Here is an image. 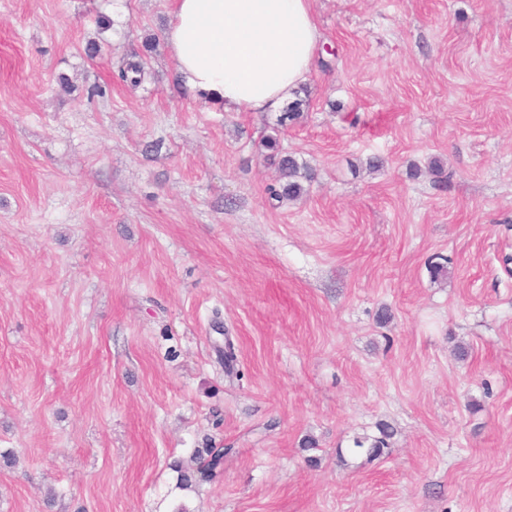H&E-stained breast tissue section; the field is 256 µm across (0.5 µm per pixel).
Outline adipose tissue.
<instances>
[{
    "label": "adipose tissue",
    "instance_id": "obj_1",
    "mask_svg": "<svg viewBox=\"0 0 512 512\" xmlns=\"http://www.w3.org/2000/svg\"><path fill=\"white\" fill-rule=\"evenodd\" d=\"M310 0H173L165 43L183 84L232 112H275L317 57Z\"/></svg>",
    "mask_w": 512,
    "mask_h": 512
}]
</instances>
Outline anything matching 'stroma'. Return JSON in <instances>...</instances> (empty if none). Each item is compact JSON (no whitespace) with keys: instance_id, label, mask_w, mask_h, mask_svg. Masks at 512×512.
Returning a JSON list of instances; mask_svg holds the SVG:
<instances>
[{"instance_id":"35a3bbf8","label":"stroma","mask_w":512,"mask_h":512,"mask_svg":"<svg viewBox=\"0 0 512 512\" xmlns=\"http://www.w3.org/2000/svg\"><path fill=\"white\" fill-rule=\"evenodd\" d=\"M311 9L281 127L183 85L170 0H0V512H512V0ZM146 65L147 62L142 55L132 53L118 63L115 71L116 78L133 88L139 87L148 75ZM262 145L269 151L268 158L273 160L280 177L279 188L271 192V199L277 202L284 200L295 201L300 199L307 191L304 183L310 182L312 173L306 162L296 157L283 154L279 149L278 137L267 135ZM209 459H205V456ZM196 459H199V464L196 470H188L186 473L181 474V481L188 484L193 479L199 481H209L212 479L216 470L221 467V459L223 455L220 450L216 448H202L196 451Z\"/></svg>"}]
</instances>
